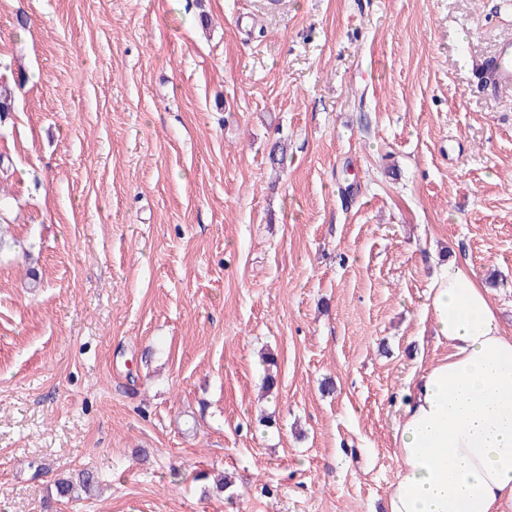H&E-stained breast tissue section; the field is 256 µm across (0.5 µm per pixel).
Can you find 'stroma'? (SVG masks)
I'll return each instance as SVG.
<instances>
[{"instance_id":"obj_1","label":"stroma","mask_w":512,"mask_h":512,"mask_svg":"<svg viewBox=\"0 0 512 512\" xmlns=\"http://www.w3.org/2000/svg\"><path fill=\"white\" fill-rule=\"evenodd\" d=\"M506 39L512 0H0V512H386L441 265L512 334ZM495 56V65L493 67L494 81L498 87H512V40H507L499 44ZM98 479L90 469H83L59 477L54 485L56 496L63 499L79 498L82 494L90 496Z\"/></svg>"}]
</instances>
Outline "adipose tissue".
Segmentation results:
<instances>
[{"mask_svg": "<svg viewBox=\"0 0 512 512\" xmlns=\"http://www.w3.org/2000/svg\"><path fill=\"white\" fill-rule=\"evenodd\" d=\"M427 310L449 354L409 393L387 512H512V335L487 288L453 262Z\"/></svg>", "mask_w": 512, "mask_h": 512, "instance_id": "obj_1", "label": "adipose tissue"}]
</instances>
